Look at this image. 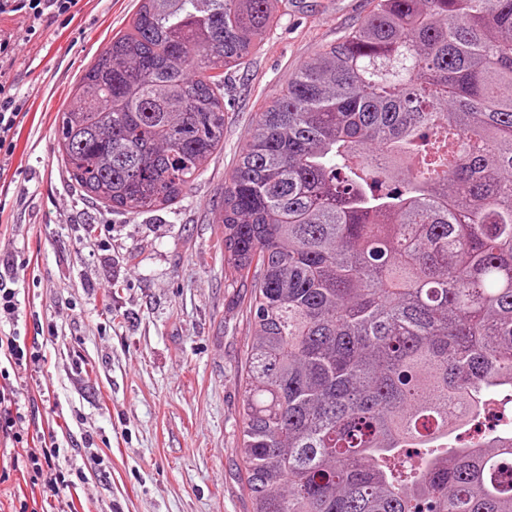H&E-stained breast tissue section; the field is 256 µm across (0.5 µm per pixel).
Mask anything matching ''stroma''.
Returning <instances> with one entry per match:
<instances>
[{"mask_svg": "<svg viewBox=\"0 0 512 512\" xmlns=\"http://www.w3.org/2000/svg\"><path fill=\"white\" fill-rule=\"evenodd\" d=\"M139 0H82L76 29L0 23L22 46L11 75L27 115L0 165V261L19 262V330L39 351L17 397L21 433L56 439L84 512H251L239 448L251 288L224 265L221 189L256 112L370 0H288L261 47L225 75L224 146L176 203L113 212L77 191L57 115Z\"/></svg>", "mask_w": 512, "mask_h": 512, "instance_id": "obj_1", "label": "stroma"}]
</instances>
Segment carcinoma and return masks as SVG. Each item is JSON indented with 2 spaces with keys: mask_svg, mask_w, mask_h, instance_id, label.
<instances>
[{
  "mask_svg": "<svg viewBox=\"0 0 512 512\" xmlns=\"http://www.w3.org/2000/svg\"><path fill=\"white\" fill-rule=\"evenodd\" d=\"M256 113L224 182L250 284L252 512H512V0H371ZM284 0H139L59 113L72 181L129 215L224 145V72Z\"/></svg>",
  "mask_w": 512,
  "mask_h": 512,
  "instance_id": "obj_1",
  "label": "carcinoma"
}]
</instances>
